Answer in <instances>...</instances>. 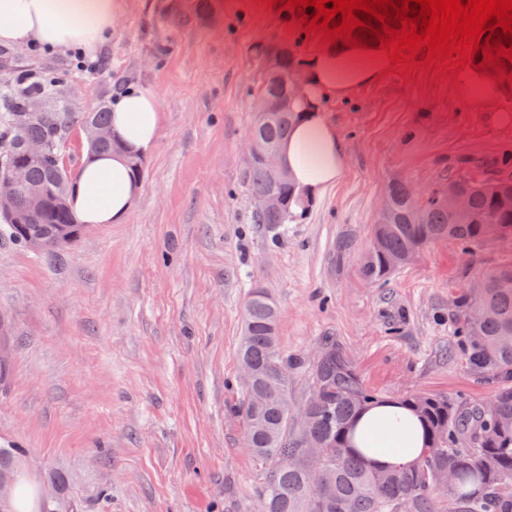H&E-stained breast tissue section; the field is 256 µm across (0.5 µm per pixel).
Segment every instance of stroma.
<instances>
[{
  "instance_id": "obj_1",
  "label": "stroma",
  "mask_w": 512,
  "mask_h": 512,
  "mask_svg": "<svg viewBox=\"0 0 512 512\" xmlns=\"http://www.w3.org/2000/svg\"><path fill=\"white\" fill-rule=\"evenodd\" d=\"M160 0L125 12L79 67L74 52L11 47L12 66L49 79L84 112L111 99L113 73L154 92L161 130L144 158L139 196L119 224H88L47 255L0 238V316L10 327V377L0 389V447L38 491L60 473L77 512H258L264 469L245 445L238 347L253 289L279 311L282 351L296 361L300 404L326 345L386 400L445 394L489 399L453 332V300L512 261V241L466 251L428 244L381 283L363 258L388 185L425 197L458 170L495 175L512 154V97L464 93L437 70L393 71L331 99L346 174L307 215L275 228L252 221L246 147L262 78L260 53L288 42L300 58L318 37L289 28L259 0H189L201 19L159 21ZM173 49L163 64L152 46ZM349 239L351 249L337 255Z\"/></svg>"
}]
</instances>
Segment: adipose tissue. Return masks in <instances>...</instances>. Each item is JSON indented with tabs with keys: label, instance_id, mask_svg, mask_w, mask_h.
Returning <instances> with one entry per match:
<instances>
[{
	"label": "adipose tissue",
	"instance_id": "1",
	"mask_svg": "<svg viewBox=\"0 0 512 512\" xmlns=\"http://www.w3.org/2000/svg\"><path fill=\"white\" fill-rule=\"evenodd\" d=\"M122 12V0H0V43L92 52L102 45ZM388 64V57L340 42L325 45L306 61L301 93L311 108L281 142L278 161L307 196L336 185L345 171L339 139L321 113L320 103L371 83ZM111 112L112 133L122 149L85 159L71 201L82 224H118L125 219L140 192L128 159L144 155L159 136L161 109L153 92L118 96ZM358 435L373 444L366 458L379 468L406 465L422 452L419 421L393 402L370 406L358 423Z\"/></svg>",
	"mask_w": 512,
	"mask_h": 512
}]
</instances>
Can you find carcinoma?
Wrapping results in <instances>:
<instances>
[{"mask_svg": "<svg viewBox=\"0 0 512 512\" xmlns=\"http://www.w3.org/2000/svg\"><path fill=\"white\" fill-rule=\"evenodd\" d=\"M158 12L173 26L190 21L186 5L177 0H164ZM300 64L290 46L280 58L282 76L262 73L259 102H283L269 116L257 113L251 137L264 147L279 145L299 115L285 75ZM67 79V71L61 69L47 82L16 70L0 80V168L21 163L27 169L28 188L16 194L19 208L28 207L30 191L43 194V205L26 230L1 223L0 233L22 247L27 246V236H40L44 253L74 241L80 230L70 208L61 204L74 182L60 175L57 147L71 139L83 121L108 124L111 119L106 100L89 112H74L66 101L52 98L46 111L16 129L19 110L33 98H51L50 89L61 88ZM20 139L41 140L49 149L39 159H28L17 146ZM248 175L254 197L273 187L260 163L248 166ZM275 187L288 201V214L255 212L254 223L288 224L299 217L296 189L288 182ZM450 187L466 193L467 210L462 216L448 213L440 202L442 192ZM386 195L389 217L382 244L370 247L362 266L370 281L392 273L389 259L401 258L428 242L448 239L469 249L483 243L488 224L512 236V210L501 206L502 199L512 197L511 172L494 178L450 174L423 201L415 199L402 181L391 183ZM66 224L71 234L61 239L58 232ZM509 281L512 262L499 266L476 287L461 291L453 302L466 361L475 373L496 384L493 398L467 402L441 395L406 397L401 404L420 417L426 444L417 461L395 469L368 466L353 443L356 417L378 398L336 350L326 349L313 364L312 390L301 406H293L288 397V355L279 347L278 310L263 290H253L238 360L252 365L257 379L253 387L245 388L239 413L247 447L266 469L259 512H512V286H503ZM475 308L487 311L489 317L474 320ZM296 410L308 418V431L295 430ZM310 441L318 453L309 451ZM23 453L22 448H0V474L11 470ZM52 483L56 494L45 500L41 512H71L62 480L55 477Z\"/></svg>", "mask_w": 512, "mask_h": 512, "instance_id": "obj_1", "label": "carcinoma"}]
</instances>
